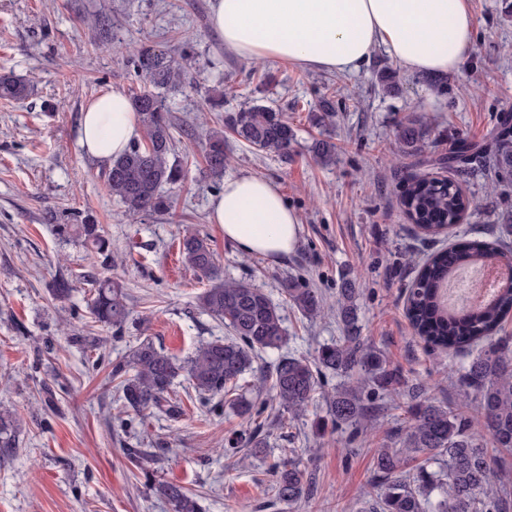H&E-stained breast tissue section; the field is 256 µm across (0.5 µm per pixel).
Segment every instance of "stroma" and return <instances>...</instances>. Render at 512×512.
<instances>
[{
	"instance_id": "1",
	"label": "stroma",
	"mask_w": 512,
	"mask_h": 512,
	"mask_svg": "<svg viewBox=\"0 0 512 512\" xmlns=\"http://www.w3.org/2000/svg\"><path fill=\"white\" fill-rule=\"evenodd\" d=\"M476 20L473 51L447 73H411L376 51L353 74L301 68L285 61L249 62L225 54L210 23V0H0V74L29 78L30 96L0 100V404L15 410L18 442L0 448V512H173L153 492L177 482L196 494L202 512H361L373 462L395 427L409 423L398 392L379 393L372 427L317 430L325 398L339 377L319 382L315 401L299 416L280 413L263 370L276 355L313 359L342 334L336 315L340 288L356 290L361 334L379 350L402 383L423 384L434 401L472 413L474 401L456 382L459 354L433 349L415 336L405 315L408 287L431 250L500 234L512 224V173L494 174L477 158L456 175L474 205L457 232L425 239L401 206L404 187L420 173L422 157L447 152L451 141L488 140L501 114H512V0H469ZM112 12L120 50L98 40L82 21L97 8ZM193 31L189 85L168 94L182 126L175 151L186 178L172 190L170 211L129 214L108 192L104 162L79 143L85 103L103 89L124 95L147 90L131 54L150 42L180 56L177 32ZM396 79L383 88L379 76ZM224 90L222 109L207 93ZM334 93L336 112L319 126L318 104ZM261 104L286 113L297 142L281 161L229 139L227 175L274 180L299 215L295 251L280 262L247 257L209 223L219 180L203 176L205 132L225 113ZM427 132L423 155H396L401 123ZM336 145L329 163L316 140ZM92 217L110 243L114 264H102L83 238L57 234L59 224ZM197 231L211 239L226 278L262 289L278 306L286 342L261 354L244 393L265 402L266 451L240 442L245 422L224 396H191L184 380L174 391L183 414L121 412L113 365L143 341L178 358L201 343L227 336L223 322L204 312L205 288L183 263L178 240ZM73 285L57 300L55 280ZM296 278L323 297L326 313L307 320L287 301L281 282ZM97 278L123 284L131 314L121 329L94 322L90 302ZM152 459L137 466L128 449ZM294 449L311 475L295 504L272 503L271 463Z\"/></svg>"
}]
</instances>
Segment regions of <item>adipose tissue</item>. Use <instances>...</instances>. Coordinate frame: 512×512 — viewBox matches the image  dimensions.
Wrapping results in <instances>:
<instances>
[{
  "instance_id": "ef3b65f1",
  "label": "adipose tissue",
  "mask_w": 512,
  "mask_h": 512,
  "mask_svg": "<svg viewBox=\"0 0 512 512\" xmlns=\"http://www.w3.org/2000/svg\"><path fill=\"white\" fill-rule=\"evenodd\" d=\"M211 24L228 54L350 73L376 49L412 73L455 69L474 48L468 0H210ZM140 135L128 99L105 90L83 108L79 140L91 157L109 162ZM210 223L243 254L281 261L295 250L300 219L279 185L230 176L211 201Z\"/></svg>"
}]
</instances>
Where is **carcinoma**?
Instances as JSON below:
<instances>
[{
  "mask_svg": "<svg viewBox=\"0 0 512 512\" xmlns=\"http://www.w3.org/2000/svg\"><path fill=\"white\" fill-rule=\"evenodd\" d=\"M83 21L101 41L114 45L109 14H89ZM131 63L135 74L154 87L152 92L130 97L145 129V139L112 161L104 177L112 199L125 211L164 212L171 207L165 188L185 178L184 162L175 153L167 95L183 87L188 72L167 52L149 44L135 49ZM31 86L27 78L0 75V99L22 100ZM226 130L282 161L292 156L296 143L288 118L270 106L252 105L229 112L224 115L223 126L211 129L207 135L203 173L212 179L224 175ZM399 140L410 153L422 152L423 133L414 122L400 128ZM477 153L494 158L499 170H512V115L500 118L488 141L462 139L429 163L459 171ZM402 206L408 219L425 235L437 237L456 225L471 208L472 200L453 179L426 173L409 179ZM76 234L91 243L95 254L105 259L111 255L109 242L90 219L76 225ZM179 249L185 265L207 282L199 297L200 307L224 322L230 336L199 346L184 360L145 341L128 359L112 366V378L118 380L125 409L136 415L163 408L175 415L178 402L172 400L171 393L174 381L183 376L200 396L222 393L230 397L231 407L249 423L265 407L238 393L239 383L245 374L255 371L258 353L282 347L286 339L283 319L261 289L224 278L208 237L188 233L180 239ZM456 255L455 250L441 248L428 256L410 289L407 316L426 345L467 353V360L457 372L458 385L474 393L477 412L494 447L512 451V336L503 334V323L512 314V288L502 289L481 311L467 305L448 309L444 289L458 271ZM464 255L471 266L506 264L512 268V243L502 237L474 241ZM281 290L305 317L314 319L323 312V299L315 289L286 279ZM91 314L104 326L121 328L130 315L124 287L110 279L98 281ZM337 317L343 336L322 345L312 361L288 356L273 362L271 389L279 407L296 415L314 400L319 375L328 372L341 377L343 382L329 398L328 416L335 426L357 427L376 416L369 393L396 390L400 380L383 354L360 336L354 289H340ZM405 397L410 424L399 433L398 447L385 448L377 455L363 512H512V494L504 489L496 495L490 489L495 458L472 435L469 418L450 405L426 397L422 385L408 387ZM16 436L12 411L0 405V447H14ZM432 459L442 461L440 470H428ZM272 473L277 501L294 504L304 497L306 472L295 459H280L272 465ZM435 490L439 497L434 502L431 494ZM157 491L174 512H199L198 502L185 486L165 482Z\"/></svg>",
  "mask_w": 512,
  "mask_h": 512,
  "instance_id": "1",
  "label": "carcinoma"
}]
</instances>
